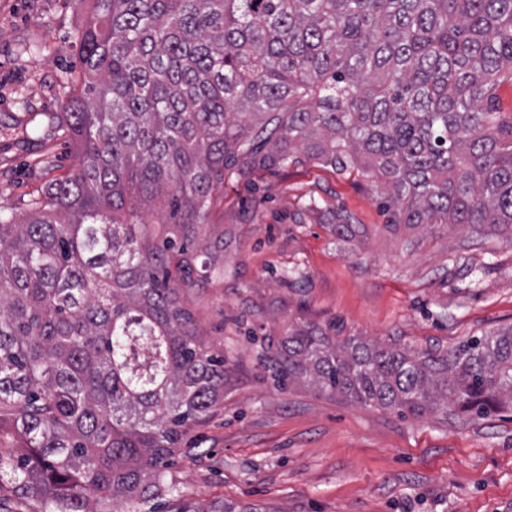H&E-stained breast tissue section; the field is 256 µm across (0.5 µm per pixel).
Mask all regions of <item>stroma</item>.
<instances>
[{
    "label": "stroma",
    "instance_id": "1",
    "mask_svg": "<svg viewBox=\"0 0 512 512\" xmlns=\"http://www.w3.org/2000/svg\"><path fill=\"white\" fill-rule=\"evenodd\" d=\"M87 0H0V206L25 216L76 146L56 116L79 69ZM44 158L38 166L36 158ZM369 178L312 162L224 182L209 221L224 235V283L190 308L223 350L224 403L167 465L156 512L224 502L276 512H512V408L416 418L278 388L267 337L297 321H343L381 345L445 352L512 325V243L476 229L392 225ZM347 217L354 235L334 231Z\"/></svg>",
    "mask_w": 512,
    "mask_h": 512
}]
</instances>
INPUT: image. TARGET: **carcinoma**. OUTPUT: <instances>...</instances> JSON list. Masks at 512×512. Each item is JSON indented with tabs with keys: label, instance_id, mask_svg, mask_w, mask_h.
<instances>
[{
	"label": "carcinoma",
	"instance_id": "1",
	"mask_svg": "<svg viewBox=\"0 0 512 512\" xmlns=\"http://www.w3.org/2000/svg\"><path fill=\"white\" fill-rule=\"evenodd\" d=\"M74 40V168L0 212V494L38 512L173 493L165 460L224 401L187 307L224 281V178L306 159L368 174L399 224L512 236V0H91ZM267 341L278 376L400 414L512 405V326L444 353L333 321Z\"/></svg>",
	"mask_w": 512,
	"mask_h": 512
}]
</instances>
